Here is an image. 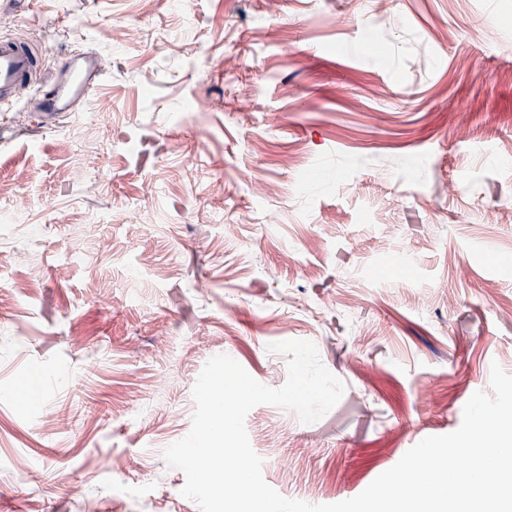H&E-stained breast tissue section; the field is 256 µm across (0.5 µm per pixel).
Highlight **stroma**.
<instances>
[{
	"label": "stroma",
	"instance_id": "1",
	"mask_svg": "<svg viewBox=\"0 0 512 512\" xmlns=\"http://www.w3.org/2000/svg\"><path fill=\"white\" fill-rule=\"evenodd\" d=\"M33 2L27 23L0 4V38L42 51L28 92L80 51L109 74L79 120L38 129L23 100L0 120L9 512H200L163 452L217 355L278 388L269 344L306 340L343 381L316 423L246 417L266 482L311 504L458 429L492 363L512 373V0Z\"/></svg>",
	"mask_w": 512,
	"mask_h": 512
}]
</instances>
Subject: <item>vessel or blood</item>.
<instances>
[{
	"instance_id": "obj_1",
	"label": "vessel or blood",
	"mask_w": 512,
	"mask_h": 512,
	"mask_svg": "<svg viewBox=\"0 0 512 512\" xmlns=\"http://www.w3.org/2000/svg\"><path fill=\"white\" fill-rule=\"evenodd\" d=\"M42 52L28 43L0 39V107L16 103L17 85L27 83L41 68ZM98 56L83 52L70 56L54 79L41 87L37 101L40 119L49 123L63 115L80 111L99 84L107 76Z\"/></svg>"
}]
</instances>
